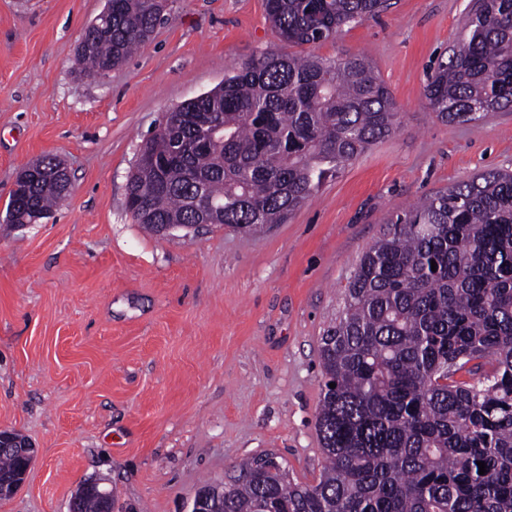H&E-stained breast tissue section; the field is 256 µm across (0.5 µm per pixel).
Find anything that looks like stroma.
<instances>
[{
    "label": "stroma",
    "mask_w": 512,
    "mask_h": 512,
    "mask_svg": "<svg viewBox=\"0 0 512 512\" xmlns=\"http://www.w3.org/2000/svg\"><path fill=\"white\" fill-rule=\"evenodd\" d=\"M475 0H389L311 53L359 54L400 112L392 136L327 178L287 223L148 232L125 209L163 114L280 47L265 0H173L100 81L75 71L106 0H0V431L36 459L0 512H67L86 482L113 512H185L201 481L274 453L315 483L319 347L385 222L489 169L512 170V110L450 123L424 89ZM61 160L73 189L6 224L17 174Z\"/></svg>",
    "instance_id": "stroma-1"
}]
</instances>
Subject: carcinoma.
<instances>
[{"label": "carcinoma", "instance_id": "cac0c4a2", "mask_svg": "<svg viewBox=\"0 0 512 512\" xmlns=\"http://www.w3.org/2000/svg\"><path fill=\"white\" fill-rule=\"evenodd\" d=\"M110 2L76 46L79 74L91 80L151 37L169 0ZM387 7L266 0L291 46L334 38ZM425 98L448 122L512 109V0H476ZM398 126L365 57L263 52L173 109L143 142L151 167L129 176L127 212L152 232L284 224ZM61 167L45 157L19 172L26 192L10 198L9 223L50 217L66 194L53 175ZM320 360L318 481L296 482L275 454H261L238 465L212 512H512V173L477 174L386 222L321 338ZM22 452H0V482L16 476ZM78 494V512H102L101 499Z\"/></svg>", "mask_w": 512, "mask_h": 512}]
</instances>
